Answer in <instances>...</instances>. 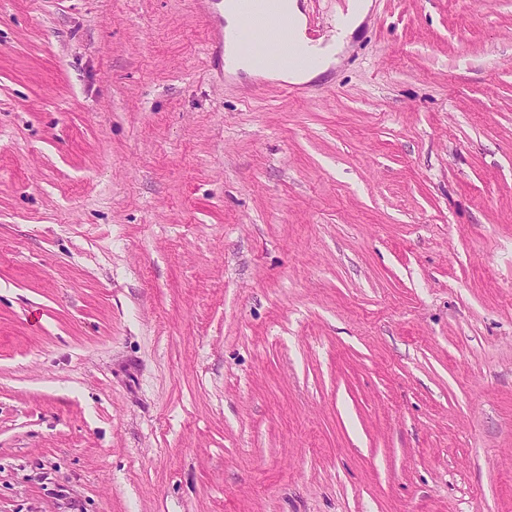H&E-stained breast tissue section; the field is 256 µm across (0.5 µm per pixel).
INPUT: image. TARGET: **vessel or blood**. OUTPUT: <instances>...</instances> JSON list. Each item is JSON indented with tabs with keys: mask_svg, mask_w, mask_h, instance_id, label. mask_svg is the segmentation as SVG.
<instances>
[{
	"mask_svg": "<svg viewBox=\"0 0 512 512\" xmlns=\"http://www.w3.org/2000/svg\"><path fill=\"white\" fill-rule=\"evenodd\" d=\"M221 0H199L201 18L210 32L207 43L209 65L216 72L225 67L224 46L227 34L224 17L216 6ZM240 16L248 22L251 37L241 43V50L248 52L255 60H270L275 68H306L315 65L316 60L295 44L293 18L280 6V0H236Z\"/></svg>",
	"mask_w": 512,
	"mask_h": 512,
	"instance_id": "vessel-or-blood-1",
	"label": "vessel or blood"
}]
</instances>
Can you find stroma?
Segmentation results:
<instances>
[{
  "instance_id": "stroma-1",
  "label": "stroma",
  "mask_w": 512,
  "mask_h": 512,
  "mask_svg": "<svg viewBox=\"0 0 512 512\" xmlns=\"http://www.w3.org/2000/svg\"><path fill=\"white\" fill-rule=\"evenodd\" d=\"M373 2L0 0V512H512V0ZM286 7L295 20L299 43L305 47L318 61L310 70L291 69L287 71L259 69L256 66L244 64L239 66L248 75H262L277 79H288L291 82L313 80L327 73L335 65H339L342 55L349 47L354 34L366 20L371 2L369 0H346L337 6L333 21L336 36L330 42L323 39H311L307 34L308 21L303 5L298 0H286ZM201 5V18L210 32L207 43V55L210 68L220 75L224 74V46L228 35L224 31V21L227 29L238 22L236 6L240 16L248 22L251 38L240 42L238 36L231 38L237 41L241 50L248 52L260 66L262 60L268 58L271 63L265 68H306L315 65L316 60L307 52L299 49L293 41V18L288 11L282 9V0H232L224 1V16L214 8L221 0H198ZM283 80L281 89L291 96L303 93V88L296 83L288 84Z\"/></svg>"
}]
</instances>
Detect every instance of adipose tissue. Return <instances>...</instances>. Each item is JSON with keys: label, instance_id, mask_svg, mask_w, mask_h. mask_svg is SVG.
Returning <instances> with one entry per match:
<instances>
[{"label": "adipose tissue", "instance_id": "ef3b65f1", "mask_svg": "<svg viewBox=\"0 0 512 512\" xmlns=\"http://www.w3.org/2000/svg\"><path fill=\"white\" fill-rule=\"evenodd\" d=\"M286 6L295 20L297 37L317 60L310 70L291 69L285 72L274 71V78H285L292 82L309 81L327 73L341 58L349 47L354 34L366 20L371 3L370 0H344L343 5L337 6L333 21L336 34L330 42L311 39L307 34L308 21L299 0H287Z\"/></svg>", "mask_w": 512, "mask_h": 512}]
</instances>
